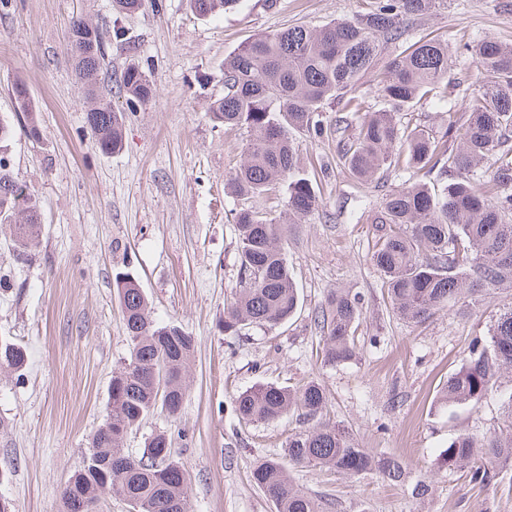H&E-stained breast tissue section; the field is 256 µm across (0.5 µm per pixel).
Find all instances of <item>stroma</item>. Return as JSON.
<instances>
[{
    "mask_svg": "<svg viewBox=\"0 0 512 512\" xmlns=\"http://www.w3.org/2000/svg\"><path fill=\"white\" fill-rule=\"evenodd\" d=\"M362 0H242L202 19L187 0H143L116 13L112 0H12L0 8V121L12 169L35 194L43 226L38 243L18 257L0 229V340L26 349L21 375L0 373V496L17 512H60V489L77 469L89 436L103 423L112 374L129 350L114 286L135 274L150 315L194 339L186 397L177 421L155 414L124 448L136 454L154 433L190 481L192 512H274L251 472L282 455L307 424L291 415L271 423L239 421L236 395L254 385L298 387L317 381L330 422L348 427L362 447L402 459L409 482L432 489L416 500L375 473L347 476L293 467L292 482L321 499L327 512H512V490L483 489L463 471L435 463L459 434L483 436L500 423L512 378L478 406H448L440 389L473 339L486 335L512 294L487 298L475 312L450 310L413 325L393 314L371 255L373 222L389 191L405 185L389 171L382 187L354 181L331 139L296 137L306 175L319 185V207L288 227V266L299 308L284 326L225 334L224 309L239 294L237 204L228 179L249 141L207 117L224 93V59L254 34L293 24L313 28L359 11ZM98 25L106 43L102 72L115 109L126 112L124 146L102 153L85 125L88 100L67 51L75 19ZM125 31L116 42L114 28ZM423 37L448 43L449 79L475 82L474 46L494 37L512 42V0H448L415 20L399 53ZM149 72L155 95L128 106L117 86L129 63ZM25 85L38 109L37 137L22 128L14 89ZM465 103L447 109L418 103L400 112V127L442 134L462 121ZM346 288L362 299L357 358L322 362L313 316L327 294Z\"/></svg>",
    "mask_w": 512,
    "mask_h": 512,
    "instance_id": "stroma-1",
    "label": "stroma"
}]
</instances>
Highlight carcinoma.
<instances>
[{
  "mask_svg": "<svg viewBox=\"0 0 512 512\" xmlns=\"http://www.w3.org/2000/svg\"><path fill=\"white\" fill-rule=\"evenodd\" d=\"M447 0H372L369 7L319 28L293 25L260 34L224 60V95L209 104V119L226 130L245 128L251 139L230 181L239 197L254 198L286 188L283 210L267 216L250 207L235 210L240 243V293L224 310V332L239 334L247 326L287 323L299 306V294L288 268L287 226L318 207L316 186L299 176L292 130L315 138H334L351 176L361 182L401 167L415 181L386 195L376 223L381 235L372 255L383 276L393 311L421 324L450 307L473 308L489 295L512 288V44L495 38L475 49L478 79L468 99V118L456 148L448 147L453 125L439 136L426 130L401 129L393 113L422 100L455 106V82L448 75V43L422 38L401 53L383 58L405 30ZM191 11L210 18L234 9L240 0H188ZM67 50L75 61L78 85L91 101L85 123L98 149L115 153L123 147L125 113L98 93L105 48L98 27L74 22ZM372 76L379 107L354 96L360 81ZM130 104L154 94L151 76L128 66L120 81ZM27 132L38 135L36 107L24 86L15 88ZM343 107L332 121L322 119L326 105ZM355 135L346 137L349 127ZM491 162L489 179L474 177L476 166ZM451 176L433 190L419 180L434 170ZM17 187L0 195V223L9 225L17 248L24 251L41 233L34 195L11 169L0 167V184ZM116 293L129 353L112 375L107 414L91 435L82 465L65 482L62 512L75 503L99 512L105 496H118L134 512H189L188 478L173 458L165 434L149 438L139 455L123 442L156 410L177 419L186 395L185 372L194 340L173 323L153 320L148 301L134 275H115ZM361 298L346 291L330 293L314 317L326 365L357 358L353 333ZM27 354L0 341V370H22ZM512 373V309L500 315L489 335L474 339L459 370L448 378L440 400L448 404L480 403L504 373ZM240 418L269 423L296 412L313 422L288 437L280 459H265L251 473L253 483L276 512H324L322 503L295 487L287 467H328L341 474L377 472L394 486L405 485L407 472L395 457L361 447L345 428L321 421L326 398L312 380L292 389L260 384L235 400ZM505 432L478 439L461 434L448 444L440 466L463 470L471 482L487 487L504 476L512 483V394L504 406Z\"/></svg>",
  "mask_w": 512,
  "mask_h": 512,
  "instance_id": "obj_1",
  "label": "carcinoma"
}]
</instances>
